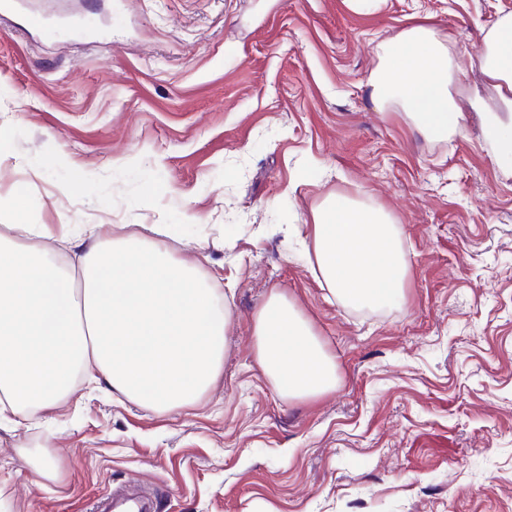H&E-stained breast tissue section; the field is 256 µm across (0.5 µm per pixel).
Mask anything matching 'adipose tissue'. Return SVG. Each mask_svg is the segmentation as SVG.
<instances>
[{"label":"adipose tissue","mask_w":512,"mask_h":512,"mask_svg":"<svg viewBox=\"0 0 512 512\" xmlns=\"http://www.w3.org/2000/svg\"><path fill=\"white\" fill-rule=\"evenodd\" d=\"M381 50L373 100L401 103L426 136L461 132L451 52L432 29L411 26ZM481 69L505 106L482 120L496 135L499 159L512 165V14L487 33ZM17 231L18 238L0 239V420L24 416L32 403L56 405L78 370L160 411L196 402L218 380L229 313L191 263L130 236L96 241L72 273L26 243L52 238L49 225ZM305 249L314 275L345 306H382L403 295L401 230L381 210L328 196ZM253 335L258 362L282 399L335 389L334 358L284 294L270 293Z\"/></svg>","instance_id":"obj_1"}]
</instances>
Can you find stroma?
Segmentation results:
<instances>
[{
  "instance_id": "stroma-1",
  "label": "stroma",
  "mask_w": 512,
  "mask_h": 512,
  "mask_svg": "<svg viewBox=\"0 0 512 512\" xmlns=\"http://www.w3.org/2000/svg\"><path fill=\"white\" fill-rule=\"evenodd\" d=\"M82 36L0 14V225L65 263L121 224H161L220 290L224 370L161 412L80 380L0 428V512H512V171L468 97L512 0H32ZM416 24L450 45L462 133L422 135L371 97L380 43ZM403 231L404 297L341 304L299 257L330 194ZM334 356L338 383L283 400L251 326L272 291ZM53 460V476L30 458Z\"/></svg>"
}]
</instances>
